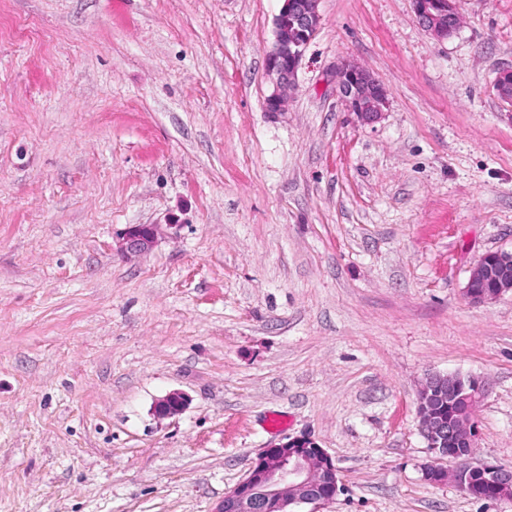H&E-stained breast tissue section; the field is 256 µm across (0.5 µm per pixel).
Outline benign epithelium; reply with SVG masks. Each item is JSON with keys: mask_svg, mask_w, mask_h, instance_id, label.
Masks as SVG:
<instances>
[{"mask_svg": "<svg viewBox=\"0 0 512 512\" xmlns=\"http://www.w3.org/2000/svg\"><path fill=\"white\" fill-rule=\"evenodd\" d=\"M417 17L424 28L439 39L454 33L460 19L452 0H414ZM320 24L319 0H283L274 20V41L266 59L273 85L266 98V110L285 111L294 87L295 74L303 54ZM336 81L347 111L362 121L378 120L387 104L381 84L364 68L343 64ZM165 236L160 224H129L116 237V251L123 256L151 252ZM474 304L493 302L512 293V250L484 255L471 269L463 289ZM485 395L483 381L460 375L432 374L426 377L418 393L417 413L420 431L434 454L452 453L444 448L448 439L458 446L456 456L472 455L475 428L473 414ZM454 410L446 419L434 406L442 401ZM188 397L171 391L157 399L153 412L166 418L184 411ZM439 482L452 481L463 493L484 498L481 483L495 488L492 500L512 498V468L501 465H469L454 469H426ZM339 470L324 449L315 443L294 438L266 448L253 463L248 476L216 505L213 512H296L302 505L313 508L332 500L337 491Z\"/></svg>", "mask_w": 512, "mask_h": 512, "instance_id": "benign-epithelium-1", "label": "benign epithelium"}]
</instances>
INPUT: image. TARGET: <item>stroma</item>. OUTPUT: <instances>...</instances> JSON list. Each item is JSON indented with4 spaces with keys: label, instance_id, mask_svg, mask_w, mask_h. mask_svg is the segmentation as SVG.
I'll return each instance as SVG.
<instances>
[{
    "label": "stroma",
    "instance_id": "1",
    "mask_svg": "<svg viewBox=\"0 0 512 512\" xmlns=\"http://www.w3.org/2000/svg\"><path fill=\"white\" fill-rule=\"evenodd\" d=\"M282 4L0 0V512H213L300 436L339 470L319 512H512L426 481L417 419L426 374L479 377L472 461L512 466V295H463L512 250V0H454L444 41L320 0L269 112ZM129 224L172 230L126 258ZM340 96L348 112H353L362 121L378 120L387 104L381 84L364 68L344 63L336 73ZM188 405V397L180 391H171L157 399L153 412L157 418L171 417L180 414Z\"/></svg>",
    "mask_w": 512,
    "mask_h": 512
}]
</instances>
